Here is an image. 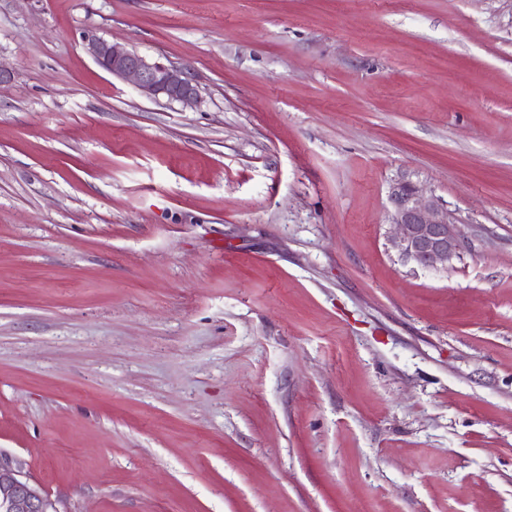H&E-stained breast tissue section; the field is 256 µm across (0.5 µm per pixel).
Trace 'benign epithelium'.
<instances>
[{"label": "benign epithelium", "instance_id": "7a95c632", "mask_svg": "<svg viewBox=\"0 0 512 512\" xmlns=\"http://www.w3.org/2000/svg\"><path fill=\"white\" fill-rule=\"evenodd\" d=\"M89 55L115 77L131 80L141 95L194 106L199 87L193 76L175 66L131 51L94 30L82 34ZM393 206L388 242L399 259L424 269L446 270L468 239L447 204L408 180L391 186ZM0 512H60L57 504L30 478L25 464L0 453Z\"/></svg>", "mask_w": 512, "mask_h": 512}]
</instances>
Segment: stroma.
I'll use <instances>...</instances> for the list:
<instances>
[{
  "mask_svg": "<svg viewBox=\"0 0 512 512\" xmlns=\"http://www.w3.org/2000/svg\"><path fill=\"white\" fill-rule=\"evenodd\" d=\"M0 65V451L61 512H512V0H0ZM89 55L105 71L118 78L131 80L141 95L154 101L162 99L185 107L194 106L199 87L193 76L175 66L131 51L94 30L82 34ZM393 206L388 242L399 259L424 269L448 270L468 239L447 204L408 180L391 186Z\"/></svg>",
  "mask_w": 512,
  "mask_h": 512,
  "instance_id": "stroma-1",
  "label": "stroma"
}]
</instances>
